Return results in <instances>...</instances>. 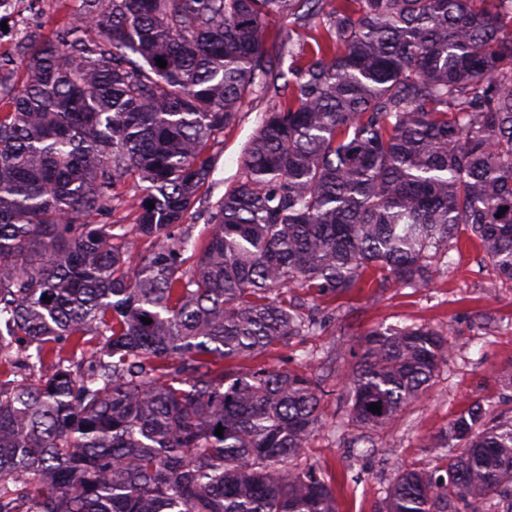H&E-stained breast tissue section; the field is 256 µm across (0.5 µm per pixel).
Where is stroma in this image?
Instances as JSON below:
<instances>
[{
	"label": "stroma",
	"instance_id": "1",
	"mask_svg": "<svg viewBox=\"0 0 512 512\" xmlns=\"http://www.w3.org/2000/svg\"><path fill=\"white\" fill-rule=\"evenodd\" d=\"M272 104L268 97L248 99L225 127L213 148L218 157L214 183L202 190V198L218 199L236 185L241 152ZM318 314L320 329L292 346H274L261 362L279 370H305L319 380L322 426L306 454L335 476L341 512H379L400 470L442 466L443 457L430 441L470 402L483 399L512 408V389L502 381L503 372L512 368V280L499 277L475 247L436 257L427 287L366 288L320 305ZM413 324L447 329L451 350L428 390L378 434L351 421L345 377L365 331ZM358 438L374 442L362 456L351 447Z\"/></svg>",
	"mask_w": 512,
	"mask_h": 512
}]
</instances>
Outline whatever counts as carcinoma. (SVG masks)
<instances>
[{"mask_svg": "<svg viewBox=\"0 0 512 512\" xmlns=\"http://www.w3.org/2000/svg\"><path fill=\"white\" fill-rule=\"evenodd\" d=\"M58 5L0 59V512H339L305 458L320 383L243 363L319 326L306 298L423 288L463 237L512 279V0ZM266 95L192 239L216 138ZM447 352L366 331L350 417L385 429ZM433 448L379 512H512V415L474 401Z\"/></svg>", "mask_w": 512, "mask_h": 512, "instance_id": "carcinoma-1", "label": "carcinoma"}]
</instances>
